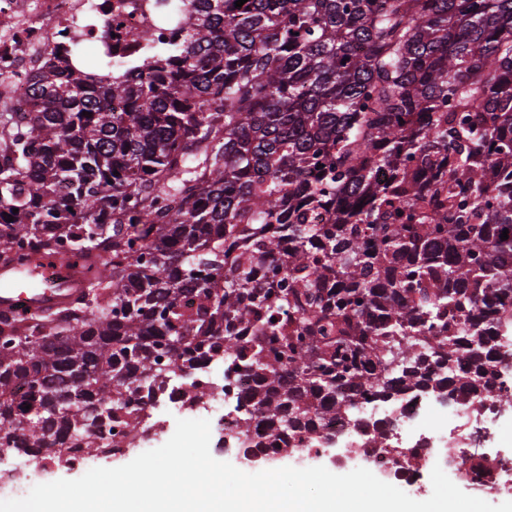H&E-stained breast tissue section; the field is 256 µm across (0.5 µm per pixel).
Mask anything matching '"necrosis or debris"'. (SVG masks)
Segmentation results:
<instances>
[{
	"instance_id": "4bbe7bcc",
	"label": "necrosis or debris",
	"mask_w": 512,
	"mask_h": 512,
	"mask_svg": "<svg viewBox=\"0 0 512 512\" xmlns=\"http://www.w3.org/2000/svg\"><path fill=\"white\" fill-rule=\"evenodd\" d=\"M0 11L13 18L12 26L0 31V107L11 111L29 99L32 68L44 58L76 60L94 76L114 59L138 53L145 37L162 44L177 35L175 25L157 21L150 0H0ZM228 368L225 362L197 365L188 376H170L162 391L140 393L138 427L124 439L125 450L145 447L174 415L209 420L222 437L234 436L240 420L234 407L246 400L254 382ZM197 384L206 387V395L188 401L186 391ZM499 410L496 400L473 394L441 406L429 390H410L386 402L361 400L355 418L327 420L322 430L347 437V456L362 458L378 479L395 476L396 486L410 491L424 484L425 459L471 480L472 468L485 459L480 447L486 424ZM378 428L387 447L373 442Z\"/></svg>"
}]
</instances>
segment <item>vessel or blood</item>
<instances>
[{"instance_id": "b4317fda", "label": "vessel or blood", "mask_w": 512, "mask_h": 512, "mask_svg": "<svg viewBox=\"0 0 512 512\" xmlns=\"http://www.w3.org/2000/svg\"><path fill=\"white\" fill-rule=\"evenodd\" d=\"M65 259L35 255L32 264L17 266L0 262V313L31 315L49 313L68 306L88 288L80 274L64 271Z\"/></svg>"}]
</instances>
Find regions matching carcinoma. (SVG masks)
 Segmentation results:
<instances>
[{"label":"carcinoma","mask_w":512,"mask_h":512,"mask_svg":"<svg viewBox=\"0 0 512 512\" xmlns=\"http://www.w3.org/2000/svg\"><path fill=\"white\" fill-rule=\"evenodd\" d=\"M235 2L190 0L110 77L49 61L28 123L0 113V258L91 259L69 306L0 316L16 455L129 434L165 355L253 377L245 455L418 386L424 328L445 400L512 368L480 350L512 337V0Z\"/></svg>","instance_id":"1"}]
</instances>
